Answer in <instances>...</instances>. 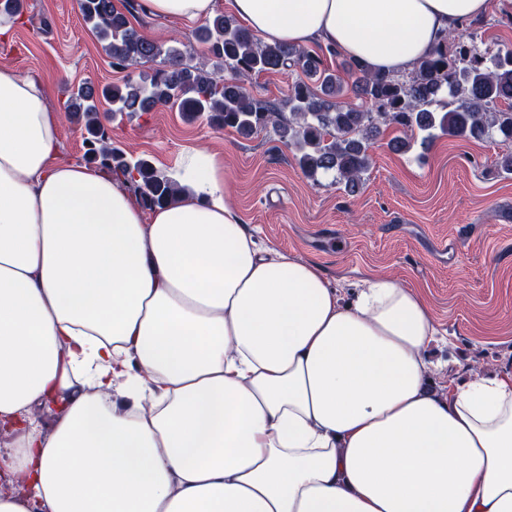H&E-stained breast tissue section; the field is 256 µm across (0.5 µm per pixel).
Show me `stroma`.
<instances>
[{"instance_id": "1", "label": "stroma", "mask_w": 512, "mask_h": 512, "mask_svg": "<svg viewBox=\"0 0 512 512\" xmlns=\"http://www.w3.org/2000/svg\"><path fill=\"white\" fill-rule=\"evenodd\" d=\"M485 19L483 43L512 47V0H495ZM130 21L149 39L177 33L184 52L206 57L193 25L140 12ZM0 69L40 80L60 115L66 87L139 76L112 69L79 0H25L20 25L0 40ZM102 120L114 146L166 173L190 150L223 155L227 194L260 249L318 266L343 299L373 276L412 289L444 337L427 351L436 395L452 382L512 372V175L495 167L503 143L441 135L395 153V129L382 128L351 196L331 176L310 180L265 131L245 139L165 105L132 117L106 111ZM85 136L83 122L61 115L59 160L84 163Z\"/></svg>"}]
</instances>
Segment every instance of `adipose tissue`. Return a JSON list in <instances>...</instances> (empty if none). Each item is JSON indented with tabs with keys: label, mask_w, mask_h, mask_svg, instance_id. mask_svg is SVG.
<instances>
[{
	"label": "adipose tissue",
	"mask_w": 512,
	"mask_h": 512,
	"mask_svg": "<svg viewBox=\"0 0 512 512\" xmlns=\"http://www.w3.org/2000/svg\"><path fill=\"white\" fill-rule=\"evenodd\" d=\"M268 43L406 72L489 0H228ZM203 21L216 0H141ZM43 83L0 70V512H512V373L428 385L435 323L376 277L350 302L260 250L224 160L148 210L59 162ZM56 410L52 432L32 415Z\"/></svg>",
	"instance_id": "1"
}]
</instances>
